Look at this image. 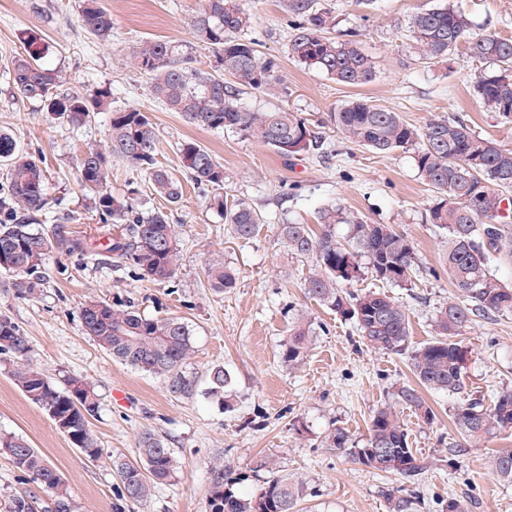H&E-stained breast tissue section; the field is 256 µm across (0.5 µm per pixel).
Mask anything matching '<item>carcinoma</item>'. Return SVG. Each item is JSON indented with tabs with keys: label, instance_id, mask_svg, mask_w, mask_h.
<instances>
[{
	"label": "carcinoma",
	"instance_id": "1",
	"mask_svg": "<svg viewBox=\"0 0 512 512\" xmlns=\"http://www.w3.org/2000/svg\"><path fill=\"white\" fill-rule=\"evenodd\" d=\"M296 17L289 50L293 57L330 76L336 82L359 87L374 75L372 59L361 46L355 29L333 35L335 17L330 10H315L311 0H289ZM80 20L84 30L100 42L112 37V17L101 0H82ZM253 15L243 0H202L192 17V26L204 46L212 50L215 64L208 70L194 66L191 54L165 40L144 43L132 57L133 67L151 76V93L171 112H180L192 125L231 130L257 141L288 158L319 148L320 141L307 119L288 109L250 111L241 106V95L261 94L276 79L277 62L260 55L250 36ZM411 38L420 59L436 63L463 45L470 57L493 68L474 82L473 96L487 110L512 120V39L495 33L473 35L463 11L450 3L419 12L410 22ZM47 46L36 36L26 39L25 52L11 61L10 73L17 98L43 104L70 124H83L99 112L110 113L105 143L86 150L78 160V179L91 193L92 211L103 224H121L122 230L97 253L98 261L115 267L133 266L141 275L166 282L176 272L178 240L166 212H143L139 191L130 189L119 197L107 192L112 158L125 160L144 173L152 190L168 203L179 202L183 181L211 189V205L224 214V223L235 238L251 239L263 217L245 201L224 200V165L208 149L193 141L178 148L182 178L159 165L158 135L149 116L135 108L114 110L112 89L105 86L87 96L80 91L60 92L58 73L41 63ZM345 139L377 154L411 150L418 174L434 192L429 221L443 230L448 251L443 268L458 291L441 306L433 319V339L409 350L410 327L406 309L394 299L370 291L355 293L348 287L363 274L358 258L376 280L395 286L408 283L418 266L413 245L386 224H369L349 216L341 208L324 209L319 217L321 233L307 224H281L279 235L291 254L310 259L316 267L305 283V293L354 324L362 343L379 352L409 354L417 386L403 385L393 394L396 404H385L373 412L369 435L362 447L351 445L343 428L326 437L355 462L383 473L415 482L427 469L425 459L410 447L395 405L414 410L431 422L435 413L421 395L427 391L462 396L466 390L469 351L458 337L479 318L512 311V284L501 281L491 270L492 256L512 253L508 222L512 208L506 206L512 190V150L471 130L464 122L435 119L416 127L399 113L371 100L354 98L333 116ZM0 160L6 162L7 198L0 199V270L20 275L14 287L35 294L40 277L36 273L54 248L72 252L78 243L64 233L49 238L36 229V214L48 204L46 174L41 162L21 154L10 134L0 132ZM349 226V234L336 236V225ZM211 288L225 292L236 287L238 273L222 258L208 264ZM83 330L112 359L163 379L171 394H194V381L183 371L193 353L188 325L177 317H146L126 307L92 299L81 311ZM313 336L311 323L294 322L282 344V362L303 360ZM29 346L18 327L0 318V354L16 359L14 377L18 388L33 403L44 408L52 420L66 424L73 447L90 458H98V440L90 419L99 411V396L87 382L72 377L58 387L44 373L30 367ZM209 394L230 407L233 379L221 364L209 370ZM453 419L462 442L449 449L457 457L468 442L497 431L512 429V390L498 393L491 408L477 399L463 398L454 407ZM0 454L14 467L32 476L52 493L45 506L34 494L10 498L7 512H74V505L60 473L26 440L0 436ZM126 501L148 498L153 489L169 482L177 461L166 438L152 429L141 431L138 458L115 461ZM492 466L503 480L512 482V450L498 452ZM207 498V512H297L307 488L286 474L270 471L255 494H243L235 486L245 476L220 461ZM386 512H418L421 496L413 490L383 491Z\"/></svg>",
	"mask_w": 512,
	"mask_h": 512
}]
</instances>
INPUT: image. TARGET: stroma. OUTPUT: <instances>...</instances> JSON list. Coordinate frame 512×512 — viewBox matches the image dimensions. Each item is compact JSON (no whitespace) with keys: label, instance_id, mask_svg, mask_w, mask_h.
I'll list each match as a JSON object with an SVG mask.
<instances>
[{"label":"stroma","instance_id":"obj_1","mask_svg":"<svg viewBox=\"0 0 512 512\" xmlns=\"http://www.w3.org/2000/svg\"><path fill=\"white\" fill-rule=\"evenodd\" d=\"M450 1L467 14L474 33L512 39V0H313L315 8L333 12L337 30L358 29L374 59L373 80L348 87L289 55L293 31L285 0H247L255 15L252 35L278 69L271 90L243 95V107L263 111L288 105L309 119L324 142L323 151L286 159L237 133L189 124L151 95L148 75L131 67L133 50L159 39L181 45L199 68L213 65L212 52L201 49L190 23L198 0H104L112 15V40L106 44L82 28L80 0H0V128L46 171L49 207L40 218L42 231L58 228L83 244L79 253L48 255L35 296L19 295L13 275L0 272V317L9 318L25 336L33 367L55 383L80 377L95 388L100 408L91 428L101 455L89 459L70 444L46 410L16 386L13 358L1 354L0 435L24 438L40 450L61 474L75 512H205L216 461L247 472L239 490L252 494L267 477L253 469L262 458L309 488L301 512H385L381 491L400 485V477L354 462L327 447L323 438L341 427L354 441H366L373 411L415 378L406 358L366 348L351 322L305 296L303 284L314 264L288 253L277 226L285 220L317 226L320 210L335 205L403 234L419 257L411 284L386 287L367 273L353 289L382 291L402 303L409 312L412 347L432 339L433 317L455 292L439 270L447 239L427 220L433 193L418 175L413 152L382 155L349 143L330 115L352 98L367 97L415 126L459 119L476 134L512 149V122L487 111L472 95L486 62L459 48L447 61L424 64L410 48L413 15ZM29 32L48 45L44 62L56 69L60 90L86 92L107 85L113 108L148 113L160 138V165L178 170V148L186 140L212 151L229 176L228 201L245 200L265 216L254 237L242 242L228 234L206 188L185 184L181 201L170 205L116 158L109 191L122 195L138 188L143 210L167 212L179 260L174 277L164 283L142 279L128 267L96 264V253L116 229L93 215L77 162L103 142L109 115L68 124L40 103L14 99L10 62L23 52ZM214 254L239 270L231 292H215L207 281L206 264ZM92 298L148 317L182 319L194 345L185 366L194 395H172L161 379L105 354L83 331L82 306ZM300 317L314 329L312 346L302 361L288 365L278 352ZM460 341L469 351L471 397L487 405L497 392L512 389V312L477 320ZM215 364L233 377L227 408L207 394L208 371ZM118 390L124 391V401L115 399ZM425 398L435 412L432 422L408 409L400 412L411 448L428 462L416 483L427 503L422 512H438V500L451 495L467 500L470 512H512V483L491 467L493 454L512 449V430L476 442L458 466L449 467L448 445L459 439L452 418L455 400L436 392ZM146 428L166 438L178 468L149 498L129 503L119 497L113 463L136 458L137 438Z\"/></svg>","mask_w":512,"mask_h":512}]
</instances>
